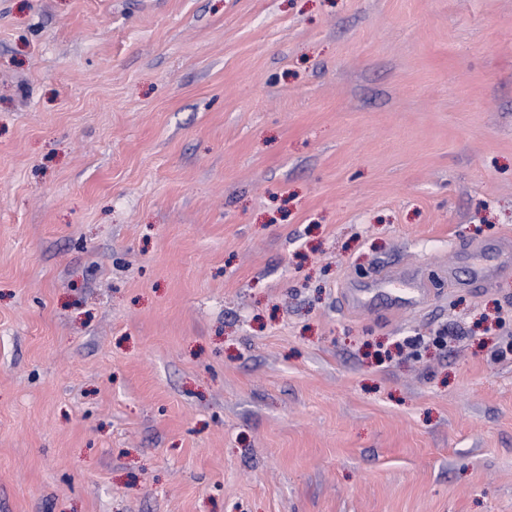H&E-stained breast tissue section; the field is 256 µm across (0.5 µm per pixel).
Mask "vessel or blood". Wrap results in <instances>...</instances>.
Instances as JSON below:
<instances>
[{
	"label": "vessel or blood",
	"instance_id": "obj_1",
	"mask_svg": "<svg viewBox=\"0 0 512 512\" xmlns=\"http://www.w3.org/2000/svg\"><path fill=\"white\" fill-rule=\"evenodd\" d=\"M483 244L470 245L469 250L473 256V276L485 285L497 282L501 274L512 271V240L507 238L498 241L497 266L489 268L482 263ZM341 296L348 305L355 308H368L373 306L375 300L384 298L390 303L417 308L427 299L424 283L418 276L406 269L382 270L372 287L354 288L351 285H342Z\"/></svg>",
	"mask_w": 512,
	"mask_h": 512
}]
</instances>
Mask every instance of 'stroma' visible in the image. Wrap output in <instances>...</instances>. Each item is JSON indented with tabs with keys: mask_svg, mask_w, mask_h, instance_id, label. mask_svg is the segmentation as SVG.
<instances>
[{
	"mask_svg": "<svg viewBox=\"0 0 512 512\" xmlns=\"http://www.w3.org/2000/svg\"><path fill=\"white\" fill-rule=\"evenodd\" d=\"M509 234L512 0H0V512H512ZM473 256V277L490 286L497 282L501 274L512 271V242L509 238H500L498 241L499 263L493 268L482 264V253L484 245L482 243L472 244L467 248ZM399 293L404 296H398ZM340 294L348 305L358 309L373 306L379 298H386L399 307L416 309L427 299L423 281L407 269L382 270L372 288H352L345 283L341 286Z\"/></svg>",
	"mask_w": 512,
	"mask_h": 512,
	"instance_id": "1",
	"label": "stroma"
}]
</instances>
